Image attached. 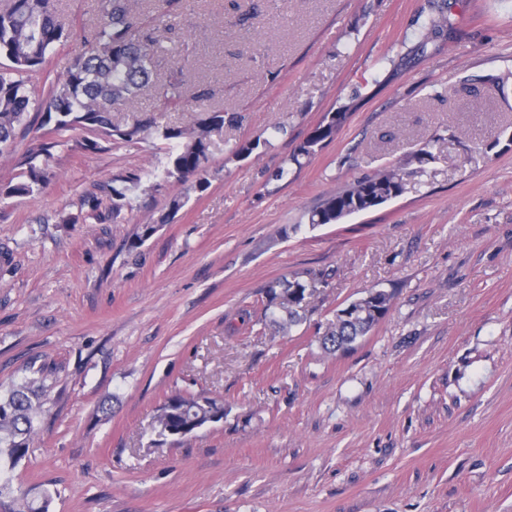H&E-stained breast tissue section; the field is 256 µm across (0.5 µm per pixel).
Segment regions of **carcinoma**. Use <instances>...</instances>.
I'll list each match as a JSON object with an SVG mask.
<instances>
[{"mask_svg":"<svg viewBox=\"0 0 512 512\" xmlns=\"http://www.w3.org/2000/svg\"><path fill=\"white\" fill-rule=\"evenodd\" d=\"M453 23L445 4L433 7L418 24L416 47L425 49L444 37ZM66 39L64 28L56 20L54 0H11L0 11V59L9 67L0 72V147L7 146L30 109L43 113V123L56 129H84L96 135L86 140L85 148L103 149L102 143L129 142L150 131L170 144L162 177L184 181L199 177L203 190L207 180L202 172L214 150L224 142L225 113L214 111L194 126L161 125L146 117L130 127L112 122L110 106L132 103L151 81L157 63L166 50L160 43L143 35L130 0H101L100 17L89 29L87 45L75 63L52 85L49 99L35 103L25 76L38 71L54 47ZM347 112H327L300 143L295 156L309 157L347 122ZM53 143H44L27 155L21 181L5 188L4 196L30 195L40 190L50 176L49 160ZM415 172L390 168L366 175L337 188L322 198L308 213L311 226L335 224L341 219L373 209L399 197L408 177ZM143 181L138 170L112 177L108 192L112 199V218L120 216L130 196ZM323 277L315 273L295 274L267 286L265 318L285 330L305 319L307 299ZM380 320L373 315L339 318L326 328L321 346L329 354L350 351L357 340ZM41 408L39 394L26 385H17L0 397V506L5 512H49L48 492L14 489L4 474L15 469L26 456L38 433L37 415ZM224 417V403L205 396L173 394L164 401L154 430L160 437L192 435L212 421Z\"/></svg>","mask_w":512,"mask_h":512,"instance_id":"carcinoma-1","label":"carcinoma"}]
</instances>
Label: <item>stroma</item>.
Instances as JSON below:
<instances>
[{
  "mask_svg": "<svg viewBox=\"0 0 512 512\" xmlns=\"http://www.w3.org/2000/svg\"><path fill=\"white\" fill-rule=\"evenodd\" d=\"M446 2L453 28L399 70L434 0L166 7L151 29L171 50L160 81L211 96L165 110L150 87L112 117L234 114L203 191L157 179L160 140L92 151L86 131L29 112L0 149V186L56 146L39 192L0 199V394L33 381L47 403L13 485L49 490V512H512V87L477 102L462 90L512 72V0ZM54 4L69 37L28 76L38 99L83 51L100 2ZM348 104L335 139L293 161ZM428 141L434 157L417 163ZM390 166L421 174L309 227L322 196ZM131 169L146 177L120 217L104 195L83 207ZM302 272L329 280L285 335L263 322L266 287ZM371 289L393 293L387 314L325 355L319 327ZM178 392L223 400V421L157 441Z\"/></svg>",
  "mask_w": 512,
  "mask_h": 512,
  "instance_id": "obj_1",
  "label": "stroma"
}]
</instances>
